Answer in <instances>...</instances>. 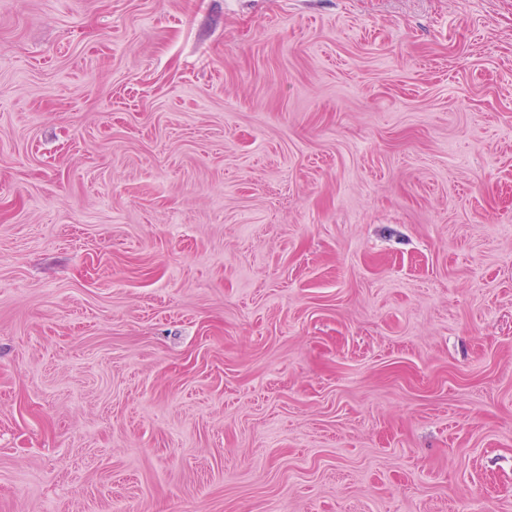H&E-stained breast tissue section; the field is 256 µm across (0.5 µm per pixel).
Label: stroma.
<instances>
[{"label":"stroma","mask_w":512,"mask_h":512,"mask_svg":"<svg viewBox=\"0 0 512 512\" xmlns=\"http://www.w3.org/2000/svg\"><path fill=\"white\" fill-rule=\"evenodd\" d=\"M0 512H512V0H0Z\"/></svg>","instance_id":"obj_1"}]
</instances>
